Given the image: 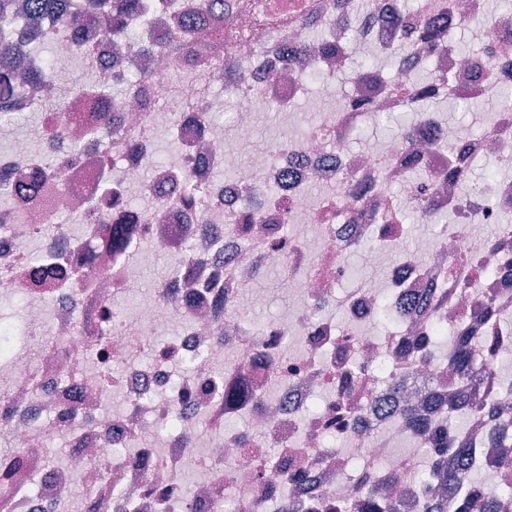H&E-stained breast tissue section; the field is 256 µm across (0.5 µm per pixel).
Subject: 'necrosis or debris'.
Segmentation results:
<instances>
[{
    "mask_svg": "<svg viewBox=\"0 0 512 512\" xmlns=\"http://www.w3.org/2000/svg\"><path fill=\"white\" fill-rule=\"evenodd\" d=\"M196 6L197 0H145L143 12L124 20L139 33L135 44L97 29L80 42L56 38L58 53L76 60L55 72L57 86L82 87L88 69L98 84L116 83L130 74L133 59L151 81L145 90H126L114 105L86 102L88 113L121 112L123 128L109 138L84 137L72 149L39 121L0 155V171L35 173L44 156L56 161L35 210H0V295L25 300L15 349L0 362V512H280L297 501L325 512L331 498L363 500L356 460L364 475L396 477L401 512H424L414 474L429 439L377 411V384L350 367L386 362L405 380L403 397L424 401L433 379L444 397L459 399L453 365L424 361L412 344L440 321L483 338L488 366L512 358V334L500 333L486 314L491 303L512 315V267L500 253L512 242V225L500 221L512 213V179L496 181L481 202L462 197L445 177L452 163L468 170L488 156L511 162L512 110L496 111L476 137L458 138L440 113L424 112L409 139L376 150H354L347 141L365 118L358 103H367L368 112L404 111L415 99L418 71H431L442 100L484 101L496 85L512 84V28L495 24L487 0H421V17L439 18L441 27L465 20L488 28L490 52L471 57L448 46L432 52L417 41L399 44L397 18L380 4L362 11L353 0H226L224 26L240 33L224 45L230 70L217 75L212 32H196L195 60L172 106L160 94L171 63L150 46L173 15L191 18ZM313 27L326 31L340 58L315 55L292 80L280 81L288 68L283 46L308 48ZM370 49L392 53L388 83L356 88L299 139L253 153L236 179H212L214 167L252 141L261 100L290 112L303 99L306 112L320 111L306 77L335 74L347 58ZM217 80L225 94L207 93ZM168 128L183 149L157 166L154 135ZM448 140L456 144L451 155L438 148ZM36 144L42 154L33 153ZM414 153L430 179L431 210L457 214L431 241H408L401 230L402 214L414 204L407 165ZM107 173L151 201L113 210L112 223L138 226L131 248L118 256L102 246ZM188 175L206 192L197 214L173 197ZM393 187L406 189L405 198L390 195ZM77 208L85 212L81 235L57 232L62 215ZM288 224L305 231L283 236ZM145 241L172 257L177 274L140 300L135 319L103 324L100 312L114 297L140 292ZM350 253L363 268L384 269L385 279L355 280L340 296ZM276 260L293 281L292 313L259 335L242 302L263 294L262 272ZM466 280L473 289H462ZM323 299L341 310L345 328L318 310ZM384 302L396 309L391 330L367 332ZM175 324L181 332L157 342ZM34 337L42 343L31 354L26 345ZM292 342L297 351H289ZM142 357L147 365H139ZM331 430L335 448L323 444ZM491 433L488 415L477 408L464 435L489 490L512 483V473L503 474L489 456ZM52 438L65 443L64 466L49 463ZM190 469L196 476L189 485ZM292 470L306 474L308 487L289 479Z\"/></svg>",
    "mask_w": 512,
    "mask_h": 512,
    "instance_id": "necrosis-or-debris-1",
    "label": "necrosis or debris"
}]
</instances>
